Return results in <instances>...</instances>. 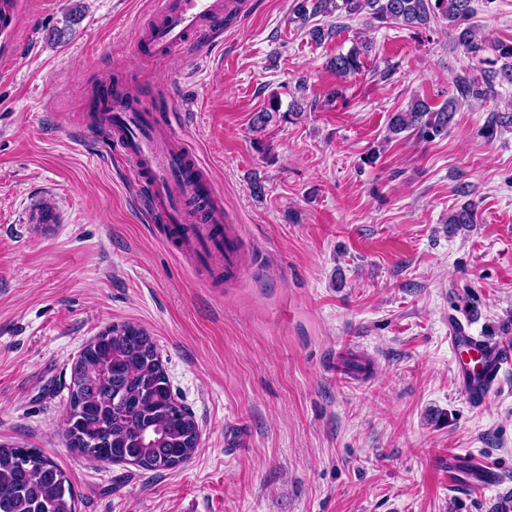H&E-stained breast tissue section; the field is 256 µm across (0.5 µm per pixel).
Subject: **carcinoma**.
Masks as SVG:
<instances>
[{
  "label": "carcinoma",
  "mask_w": 512,
  "mask_h": 512,
  "mask_svg": "<svg viewBox=\"0 0 512 512\" xmlns=\"http://www.w3.org/2000/svg\"><path fill=\"white\" fill-rule=\"evenodd\" d=\"M477 0H316L314 13L339 12L346 17L369 15L374 24L401 23L412 28L444 21L456 42L478 65L500 68L483 71V80H456V94L434 109L423 99L389 119V132L412 130L431 141L445 134L458 105L489 95L495 83L512 85V41L487 48L470 20ZM368 43L352 47L330 60L339 77L357 73ZM491 50L495 59L484 56ZM512 127L511 112H493L483 128L486 138ZM448 223H475V205L448 215ZM192 413L174 397L156 341L140 325L114 324L86 345L71 367L65 434L72 451L91 461L120 457L145 470L167 471L186 462L197 450ZM75 490L62 468L37 448L0 444V503L6 512H76Z\"/></svg>",
  "instance_id": "carcinoma-1"
}]
</instances>
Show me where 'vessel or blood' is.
<instances>
[{
  "label": "vessel or blood",
  "mask_w": 512,
  "mask_h": 512,
  "mask_svg": "<svg viewBox=\"0 0 512 512\" xmlns=\"http://www.w3.org/2000/svg\"><path fill=\"white\" fill-rule=\"evenodd\" d=\"M153 4L157 18L139 44L162 58L212 43L225 15L236 8L234 0H153ZM103 87L106 103L95 111L91 129L129 162L143 211L152 222L168 225L178 234L185 254L220 259L226 271L237 270V230L229 224L212 179L185 139L161 114L144 105L137 90L116 91L108 81ZM449 339L459 353L460 390L473 401H485L499 388L505 367L512 365V338L475 336L456 320ZM444 465L448 489L454 493L479 494L500 482L498 472L464 454L449 453Z\"/></svg>",
  "instance_id": "obj_1"
}]
</instances>
